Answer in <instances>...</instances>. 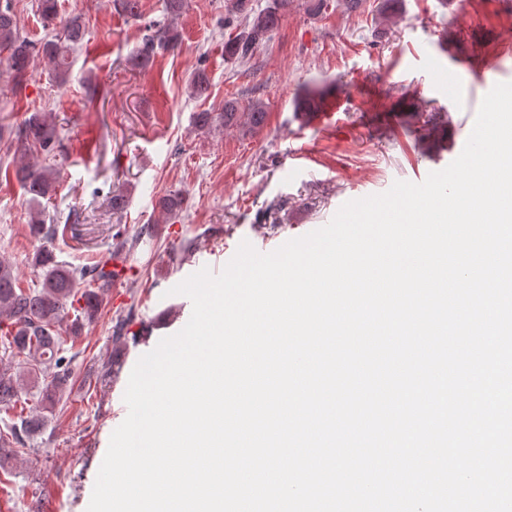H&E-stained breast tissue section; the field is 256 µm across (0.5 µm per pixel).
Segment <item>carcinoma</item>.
<instances>
[{"instance_id": "1", "label": "carcinoma", "mask_w": 512, "mask_h": 512, "mask_svg": "<svg viewBox=\"0 0 512 512\" xmlns=\"http://www.w3.org/2000/svg\"><path fill=\"white\" fill-rule=\"evenodd\" d=\"M186 0H165L167 20L149 25V34L129 58L131 65L145 67L152 62L156 49H175L181 43L177 20ZM290 0H271L261 8L251 0H227L225 10L230 21L242 26L239 33L224 41V59L237 63L252 59L257 49L269 40L281 14L288 10ZM120 14L137 20L141 17L140 0H113ZM82 17L70 18L62 32L38 45L20 32L11 0H0V66L6 65L12 80L20 83L32 74L33 62L40 57L49 66V73L59 83L67 82L71 56L84 41ZM209 86L207 74L197 71L189 84V95L203 96ZM266 115L265 104L251 102L240 111L238 101L224 102L220 112L201 111L193 114V125L199 131L241 125L258 129ZM13 142L23 163L14 177L29 195L30 228L33 235L51 240L59 234L55 224L47 225L43 218L42 200L51 198L57 188L59 171L42 164L41 159L54 151L58 142L56 125L42 112L29 115L13 131ZM184 194L177 192L162 197L160 208L170 216L182 212ZM116 252L109 250L96 257L90 265L72 266L56 261L49 249H40L35 265L43 270L39 289H25L10 264L0 261V410L13 408L20 393L30 385L39 390L41 410L54 414L66 405L74 380L72 363L77 353L66 347L67 340L59 332V324L67 307L79 306L80 318L70 325L71 336L80 335L82 320L93 321L101 308L103 292L112 285V260ZM25 356V365L16 367L13 358ZM47 417L15 415L12 423L0 430V451L14 448L21 452L27 438L34 436L46 423Z\"/></svg>"}]
</instances>
